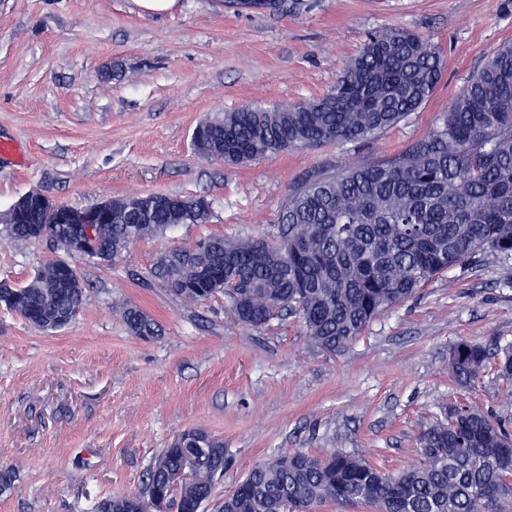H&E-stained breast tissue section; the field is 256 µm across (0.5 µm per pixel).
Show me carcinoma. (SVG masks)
Here are the masks:
<instances>
[{
	"mask_svg": "<svg viewBox=\"0 0 512 512\" xmlns=\"http://www.w3.org/2000/svg\"><path fill=\"white\" fill-rule=\"evenodd\" d=\"M442 66L427 36L398 27L372 31L324 96L212 116L197 154L241 166L323 144L371 142L432 97ZM197 202L194 208L176 195L128 196L115 203L112 218L88 226L46 212L42 238L65 252L89 229L97 259L112 262L135 239L204 222L209 203ZM4 230L13 240L35 239L24 220ZM487 251L512 255L511 44L498 48L435 125L400 154L306 175L283 204L274 239L208 237L175 247L160 254L152 277L186 303L222 295L224 311L255 328L293 317L312 342L339 350L377 316ZM84 301L74 268L51 258L27 285L5 292L0 305L49 333L63 328L59 316L71 323ZM120 315L138 339L162 336L145 311L123 307ZM491 358L511 391V342L457 343L451 355L457 385L473 386ZM184 437L196 449L195 471L173 484L169 475L180 459L165 451L149 473L148 496L106 499L96 512H143L149 503L166 512L175 491L177 512H202L230 459L224 442L201 429ZM417 440L418 459L395 474L355 452L285 449L252 468L216 512H281L285 503L312 512L328 501L380 512H490L502 501L512 432L483 411L466 403L443 406Z\"/></svg>",
	"mask_w": 512,
	"mask_h": 512,
	"instance_id": "obj_1",
	"label": "carcinoma"
}]
</instances>
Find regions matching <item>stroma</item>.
<instances>
[{
    "label": "stroma",
    "instance_id": "stroma-1",
    "mask_svg": "<svg viewBox=\"0 0 512 512\" xmlns=\"http://www.w3.org/2000/svg\"><path fill=\"white\" fill-rule=\"evenodd\" d=\"M426 35L443 58L431 99L368 144L326 145L228 167L200 159L193 131L245 104L301 103L333 86L368 32ZM512 0H177L143 13L135 0H0V137L25 167L0 159V220L36 189L77 208L137 194L205 198L201 224L132 245L120 259L70 263L86 287L77 317L41 332L0 309V469H14L0 512H96L146 493L157 456L201 429L233 459L224 497L284 448L369 453L395 470L417 458L420 424L465 401L512 423L493 371L456 388L453 347L512 341V257L486 252L372 321L329 352L294 319L252 328L223 298L183 304L148 275L159 255L199 238L275 233L307 173L388 158L422 137L504 42ZM58 251L0 230V282L26 285ZM149 313L162 336L131 335L116 308Z\"/></svg>",
    "mask_w": 512,
    "mask_h": 512
}]
</instances>
